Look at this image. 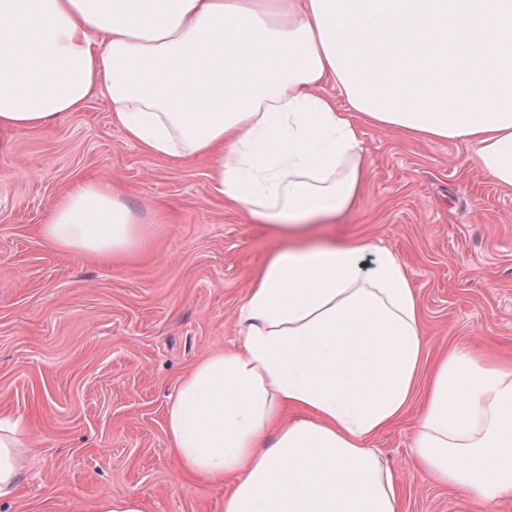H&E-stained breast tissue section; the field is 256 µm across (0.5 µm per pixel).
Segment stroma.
I'll return each mask as SVG.
<instances>
[{"label":"stroma","mask_w":512,"mask_h":512,"mask_svg":"<svg viewBox=\"0 0 512 512\" xmlns=\"http://www.w3.org/2000/svg\"><path fill=\"white\" fill-rule=\"evenodd\" d=\"M359 205L322 235L385 247L419 297L427 360L471 345L512 362V189L463 142L368 123ZM209 161L145 154L105 99L0 149V412L28 424L29 461L0 512H93L105 494L147 512H218L227 486L183 474L165 431L179 382L230 346L251 276L286 238L210 191ZM89 179L151 221L150 247L101 262L52 248L39 228ZM412 402L370 445L396 475L401 512H457L460 490L411 465Z\"/></svg>","instance_id":"1"}]
</instances>
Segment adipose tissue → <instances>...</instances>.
Wrapping results in <instances>:
<instances>
[{"label": "adipose tissue", "instance_id": "1", "mask_svg": "<svg viewBox=\"0 0 512 512\" xmlns=\"http://www.w3.org/2000/svg\"><path fill=\"white\" fill-rule=\"evenodd\" d=\"M334 81L339 109L318 86ZM106 98L148 155L213 159L214 193L289 245L237 311V343L182 378L166 432L182 471L231 479L220 512H400L368 440L411 402L426 360L418 296L386 248L319 243L367 164L358 121L473 147L512 188V0H0V136ZM40 233L112 260L148 233L111 182L63 195ZM0 413V499L28 462ZM412 459L463 490L460 512L512 498V364L453 347L434 366Z\"/></svg>", "mask_w": 512, "mask_h": 512}]
</instances>
